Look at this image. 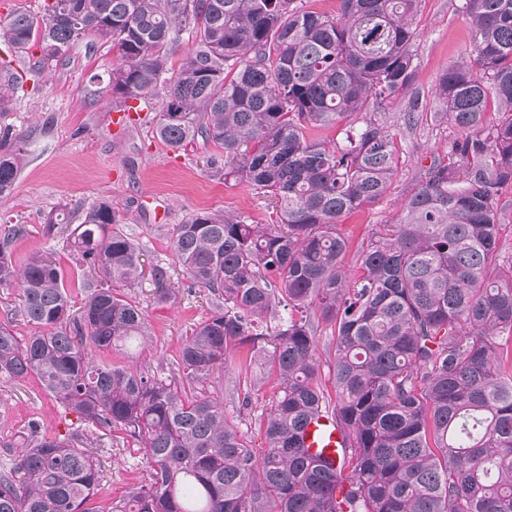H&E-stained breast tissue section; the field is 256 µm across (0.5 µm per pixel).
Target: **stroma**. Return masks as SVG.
Segmentation results:
<instances>
[{
  "label": "stroma",
  "instance_id": "stroma-1",
  "mask_svg": "<svg viewBox=\"0 0 512 512\" xmlns=\"http://www.w3.org/2000/svg\"><path fill=\"white\" fill-rule=\"evenodd\" d=\"M460 5L461 0L421 2L412 85L386 113L396 136L398 164L387 194L345 217L350 252L361 249L380 225L396 221L400 203L418 186L423 167L446 153L456 136L447 125L434 124L431 115L442 109L435 95L440 74L470 46V24ZM111 61L104 49L77 44L66 62L39 82H25L12 97L5 121L24 135L26 159L10 197L0 203V216L28 227L17 243V261L51 253L69 271V249L62 240L43 235V217L76 211L96 199L110 200L119 211L121 230L139 244L149 263L167 265L177 287L174 300L164 304L154 302L149 283L130 291L153 331L135 364L142 372L168 376L176 370L179 349L209 313L207 291L189 288L187 273L174 260L173 226L194 210L243 212L264 224L276 223L278 217L249 186L211 176L207 161L222 156L213 143L200 139L175 153L154 139L148 124L114 135L107 73ZM230 387L224 375H216L213 389L224 393L229 416L247 430L252 448L264 451L257 417L269 389L252 393L246 405L229 396ZM33 426L62 435L86 430L36 378L0 379V470L10 467L18 454L11 441ZM93 453L102 469L95 503L107 512L112 502L147 480L148 469L142 449L119 430L96 441Z\"/></svg>",
  "mask_w": 512,
  "mask_h": 512
}]
</instances>
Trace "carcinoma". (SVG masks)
<instances>
[{
  "label": "carcinoma",
  "mask_w": 512,
  "mask_h": 512,
  "mask_svg": "<svg viewBox=\"0 0 512 512\" xmlns=\"http://www.w3.org/2000/svg\"><path fill=\"white\" fill-rule=\"evenodd\" d=\"M54 0L0 21L15 53L36 46L27 71L64 62L89 40L118 57L115 109L161 91L155 137L178 150L202 138L224 151V182L269 200L279 222L193 211L174 225L172 250L191 287L210 293L207 317L180 349L171 378L128 358L151 336L140 303L121 292L143 279L153 299L175 295L168 268L145 267L118 228L112 202L43 219L80 271V315L52 257L14 259L26 225L0 224V288L19 289L34 331L0 323V379L34 376L91 428L121 430L144 449L148 479L108 512H512V260L501 251L498 201L512 186V0H464L471 49L441 74L443 111L462 132L352 257L343 218L386 193L397 147L369 110L411 87L421 0ZM192 47L175 64L174 46ZM0 64V115L19 88ZM495 121H489V111ZM350 123L343 143L313 137ZM25 159L0 129V201ZM330 327L334 394L321 383L316 333ZM234 389L271 385L259 414L266 450L250 448L228 417L214 375ZM331 411L349 447V488L300 446L304 422ZM0 472V512H101V469L90 438L23 434Z\"/></svg>",
  "instance_id": "cac0c4a2"
}]
</instances>
